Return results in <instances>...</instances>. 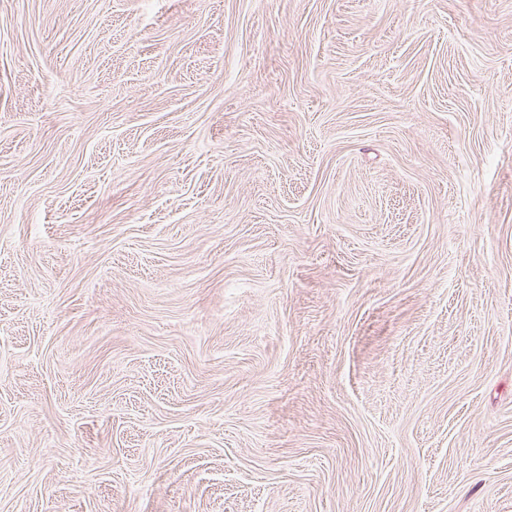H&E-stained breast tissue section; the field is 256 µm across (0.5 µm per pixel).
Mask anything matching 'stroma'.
Returning a JSON list of instances; mask_svg holds the SVG:
<instances>
[{
	"instance_id": "35a3bbf8",
	"label": "stroma",
	"mask_w": 512,
	"mask_h": 512,
	"mask_svg": "<svg viewBox=\"0 0 512 512\" xmlns=\"http://www.w3.org/2000/svg\"><path fill=\"white\" fill-rule=\"evenodd\" d=\"M0 512H512V0H0Z\"/></svg>"
}]
</instances>
